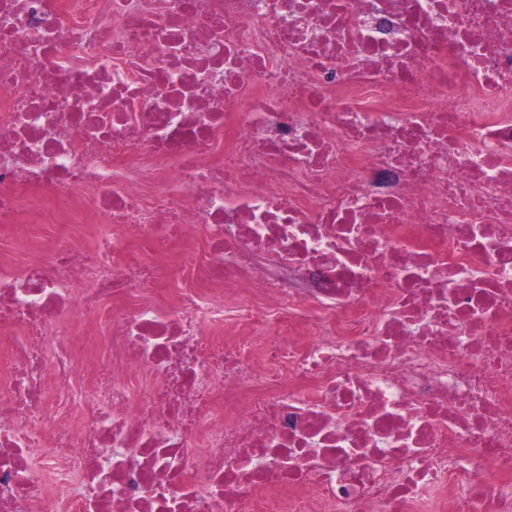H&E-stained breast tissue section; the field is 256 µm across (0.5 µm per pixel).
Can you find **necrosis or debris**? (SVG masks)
Listing matches in <instances>:
<instances>
[{"label":"necrosis or debris","instance_id":"4bbe7bcc","mask_svg":"<svg viewBox=\"0 0 512 512\" xmlns=\"http://www.w3.org/2000/svg\"><path fill=\"white\" fill-rule=\"evenodd\" d=\"M36 189L0 512H512V0H0Z\"/></svg>","mask_w":512,"mask_h":512}]
</instances>
